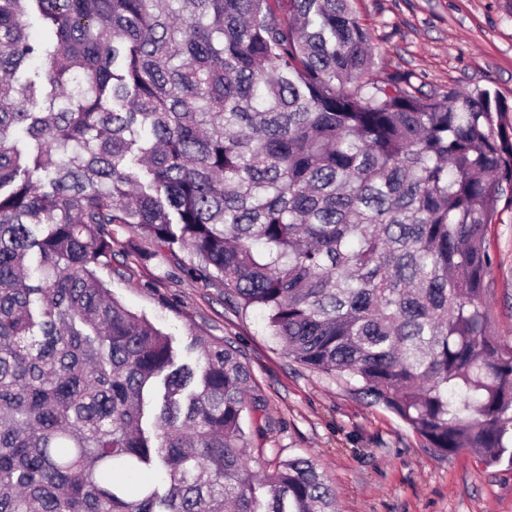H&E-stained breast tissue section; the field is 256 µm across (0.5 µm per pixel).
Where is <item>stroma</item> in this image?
<instances>
[{
	"instance_id": "stroma-1",
	"label": "stroma",
	"mask_w": 512,
	"mask_h": 512,
	"mask_svg": "<svg viewBox=\"0 0 512 512\" xmlns=\"http://www.w3.org/2000/svg\"><path fill=\"white\" fill-rule=\"evenodd\" d=\"M379 71L404 75L419 95L486 88L512 104V0H354ZM108 286L185 353L192 333L238 348L249 363L251 420L266 422L245 455L257 474L292 457L315 460L340 512H512V467H485L469 450L431 455L391 411L370 403L355 381L294 362L264 316L241 312L219 285L182 270L127 224L112 227ZM492 258L486 304L495 333L512 344V201L501 200L488 228Z\"/></svg>"
}]
</instances>
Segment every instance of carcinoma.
<instances>
[{"label": "carcinoma", "mask_w": 512, "mask_h": 512, "mask_svg": "<svg viewBox=\"0 0 512 512\" xmlns=\"http://www.w3.org/2000/svg\"><path fill=\"white\" fill-rule=\"evenodd\" d=\"M351 2L0 0V512H336L312 459L250 469L235 347L196 334L180 364L112 297L114 224L187 251L429 453L512 465L484 241L512 195V105L375 71Z\"/></svg>", "instance_id": "obj_1"}]
</instances>
